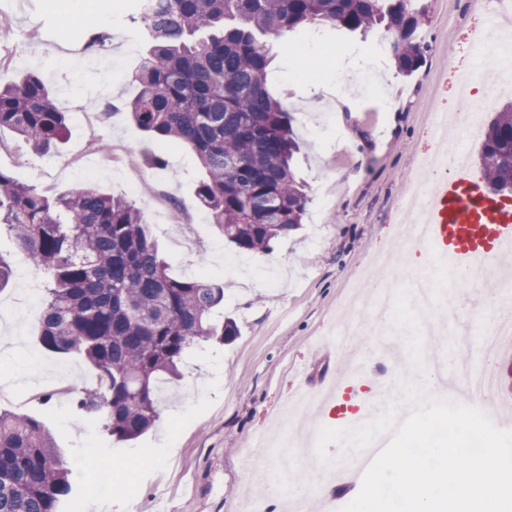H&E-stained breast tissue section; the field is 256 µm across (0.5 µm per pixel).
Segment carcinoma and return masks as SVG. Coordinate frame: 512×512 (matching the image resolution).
Instances as JSON below:
<instances>
[{
	"instance_id": "cac0c4a2",
	"label": "carcinoma",
	"mask_w": 512,
	"mask_h": 512,
	"mask_svg": "<svg viewBox=\"0 0 512 512\" xmlns=\"http://www.w3.org/2000/svg\"><path fill=\"white\" fill-rule=\"evenodd\" d=\"M168 13L161 37L140 19L148 50L127 112L163 145L195 152L203 168L196 197L244 252L296 229L306 207L291 167L300 149L294 117L267 86L279 39L312 25L366 40L382 24L395 33L392 64L410 76L423 62L428 24L422 0H169ZM84 40L101 50L109 35L90 26ZM5 128L40 154L66 140L67 115L40 75L0 84ZM479 163L490 186L512 193V103L489 122ZM2 231L47 279L39 343L96 371L97 386L76 409L120 441L156 421L161 385L179 376L192 344L237 336L233 322L211 320L224 287L171 276L124 196L80 186L50 198L0 170ZM70 474L42 422L0 411V512H57L72 492Z\"/></svg>"
}]
</instances>
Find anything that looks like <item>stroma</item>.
Listing matches in <instances>:
<instances>
[{
    "label": "stroma",
    "mask_w": 512,
    "mask_h": 512,
    "mask_svg": "<svg viewBox=\"0 0 512 512\" xmlns=\"http://www.w3.org/2000/svg\"><path fill=\"white\" fill-rule=\"evenodd\" d=\"M430 22L424 31V59L411 76L399 74L390 59L379 73L365 78L360 71L366 51L355 40H338L324 30L308 28L290 34L270 68L272 94L292 112L300 151L292 162L307 198L302 224L275 239L269 252L251 253L252 270L235 281L225 261L237 257L208 211L195 195L202 168L189 148L167 147L168 166L149 168L148 154L156 143L124 112L138 92L134 80L145 51L140 23L126 0H68L62 13L44 0H0V78H20L41 72L70 115L71 133L57 150L34 153L15 133L0 131V169L19 182L35 185L50 197L82 183L128 197L145 215L150 234L177 278L192 275L191 263L204 255L205 275L223 285L224 304L216 321L232 319L238 328L229 343L210 340L187 351L180 376L165 394L160 418L136 448L173 449V457L133 473L142 493L140 512H244L261 491V477L276 467L274 455L258 457L252 449L265 439L287 405L321 380L346 376L348 357L337 349L339 323L353 317L352 301L365 281L385 277L372 266L376 252H388L401 240L398 210L417 168L437 149L428 115L455 100L454 66L467 64L471 35L484 21L480 0H426ZM113 16L111 39L96 59L121 57L118 69L76 70L70 55H84L86 22ZM345 50L352 67L337 93L323 94L312 86L307 60L321 50ZM357 102L355 111L337 112V95ZM115 113H107V105ZM345 121L356 145H339L336 124ZM110 141L108 154L94 142ZM0 257L8 260L14 277L0 290V374L10 375L9 390L0 392V410L37 418L46 426L58 454L66 463L88 456H110L123 443L98 430L78 413L75 390L96 383L95 371L83 358L58 355L38 342V322L25 319L21 337H14L8 315L22 299L27 285L45 289L43 275L31 270L16 250L13 238L0 234ZM491 290L459 291L456 321L429 335L418 331L419 316L401 306L393 326L400 360L383 341L360 336L366 356L359 375L364 402L361 411L343 406L339 414L322 412L312 427L344 429L360 425L361 414H378L380 393L388 384L407 378L429 380L430 357L447 358L446 374L461 361L491 371L495 395L485 401V413L512 417V350L487 354L476 330L496 313L512 315V304L499 298L507 276L496 278ZM251 293L240 304L241 293ZM36 355L53 374L37 386L18 364ZM308 460L293 465L288 501L279 512H327L328 499L345 506L358 487L338 485L329 495L303 502L299 477Z\"/></svg>",
    "instance_id": "obj_1"
}]
</instances>
